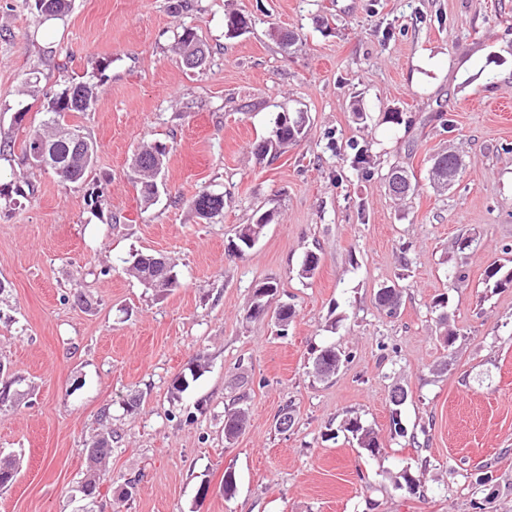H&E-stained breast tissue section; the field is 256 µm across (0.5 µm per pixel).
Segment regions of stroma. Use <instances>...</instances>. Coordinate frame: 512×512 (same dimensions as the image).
<instances>
[{
  "mask_svg": "<svg viewBox=\"0 0 512 512\" xmlns=\"http://www.w3.org/2000/svg\"><path fill=\"white\" fill-rule=\"evenodd\" d=\"M190 3L174 14L169 0H73L41 22L25 0H0V368L22 377L0 406V457L21 462L0 512H512V287L486 277L512 267V0ZM232 12L247 32H228ZM185 25L209 48L203 69L174 49ZM278 30L296 44L282 48ZM104 59L95 105L68 116L98 144L92 174L66 184L29 169L22 143L47 105L27 95L30 73L56 93ZM278 112L303 113L304 134L259 159ZM147 143L167 149L152 205L133 169ZM360 148L367 177L352 167ZM446 150L462 168L439 191L431 158ZM394 164L415 195L387 193ZM205 190L224 196L210 220L192 205ZM266 211L237 254V226ZM141 253L168 257L177 288L128 275ZM267 280L295 311L287 330L246 317ZM393 283L390 316L376 292ZM330 346L342 362L322 379L313 360ZM180 375L189 387L175 396ZM228 409L246 418L231 440ZM350 418L379 454L345 431ZM103 434L112 480L89 505L77 487ZM345 430L355 437L361 448L370 454L376 455L380 452L379 444L370 430L366 429L357 419H350L345 424Z\"/></svg>",
  "mask_w": 512,
  "mask_h": 512,
  "instance_id": "stroma-1",
  "label": "stroma"
}]
</instances>
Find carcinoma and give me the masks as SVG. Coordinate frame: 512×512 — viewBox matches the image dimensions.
Masks as SVG:
<instances>
[{
	"mask_svg": "<svg viewBox=\"0 0 512 512\" xmlns=\"http://www.w3.org/2000/svg\"><path fill=\"white\" fill-rule=\"evenodd\" d=\"M34 8L41 18L45 20L56 19L65 15L70 8V0H34ZM201 43L197 31L193 27H184L175 37V49L179 55H184L189 47ZM97 98V83L92 80L73 82L65 86L60 92L46 96L47 106L45 118L38 129L34 130L22 146L23 160L30 162L37 146L47 151L51 162L64 170L58 175L65 183H76L87 179L93 170L98 145L90 137H85L87 146L82 148L70 140L60 139L56 133L62 128L70 127L66 116L70 112H85L95 103ZM299 114L290 112H278L273 118L272 135L256 146L259 156H271L280 154L281 150L298 141L303 134L304 127L297 126ZM461 167L457 155L446 151L437 154L432 163V180L437 187L446 189L454 185ZM151 166L147 165L138 169L140 180V193L146 203L153 202V183L150 176ZM193 207L199 217L211 219L218 216L224 210V195L208 191L200 192L193 200ZM272 220V214L263 213L250 223L243 224L236 233L238 244L237 251L244 253L251 249V242L259 239L263 234L266 224ZM174 270L168 258L161 254H147L138 256V260L131 263L129 274L137 278L141 283L154 284L162 279L163 270ZM400 293H385L378 290L376 301L380 308L388 314L397 312L400 306ZM245 420L244 414L233 411L224 416L225 436H236L240 433ZM345 430L358 441L361 448L371 455L380 452L379 444L370 430L366 429L360 421L350 419L345 424ZM112 448L109 440L100 437L94 440L87 448L88 466L81 481V487L86 492L89 500L93 501L101 495L100 488L112 481L109 471L105 468L104 460L111 454Z\"/></svg>",
	"mask_w": 512,
	"mask_h": 512,
	"instance_id": "carcinoma-1",
	"label": "carcinoma"
}]
</instances>
